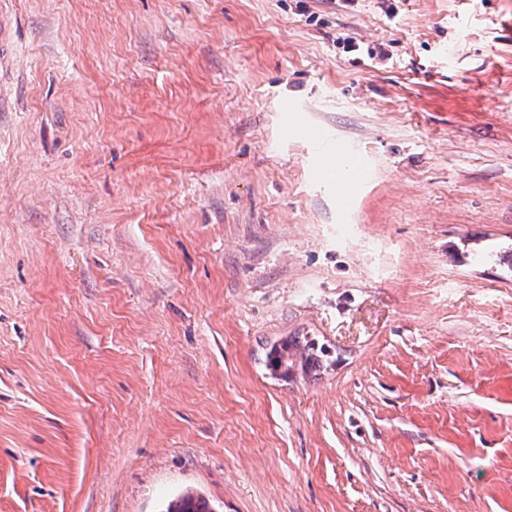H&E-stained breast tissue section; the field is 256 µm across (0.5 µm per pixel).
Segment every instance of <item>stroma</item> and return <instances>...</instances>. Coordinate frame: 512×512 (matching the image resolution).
Listing matches in <instances>:
<instances>
[{"mask_svg": "<svg viewBox=\"0 0 512 512\" xmlns=\"http://www.w3.org/2000/svg\"><path fill=\"white\" fill-rule=\"evenodd\" d=\"M387 8L0 0V512H512V0ZM214 508L201 495L183 493L168 503L164 512H215Z\"/></svg>", "mask_w": 512, "mask_h": 512, "instance_id": "35a3bbf8", "label": "stroma"}]
</instances>
